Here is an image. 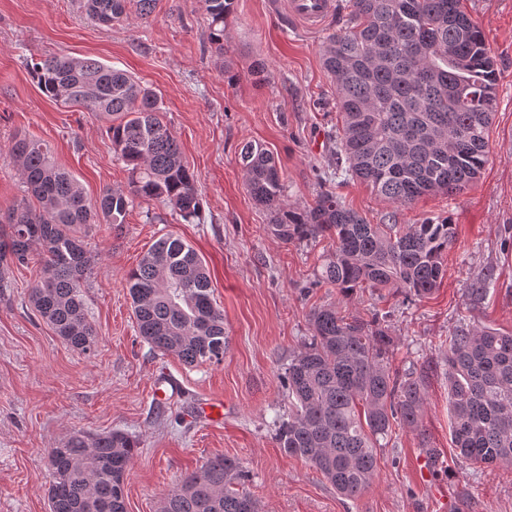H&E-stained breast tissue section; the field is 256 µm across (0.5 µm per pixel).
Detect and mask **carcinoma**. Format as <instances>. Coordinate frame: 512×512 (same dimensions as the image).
Returning <instances> with one entry per match:
<instances>
[{
  "mask_svg": "<svg viewBox=\"0 0 512 512\" xmlns=\"http://www.w3.org/2000/svg\"><path fill=\"white\" fill-rule=\"evenodd\" d=\"M157 0H79L92 20L147 19ZM208 41L224 54L234 0H201ZM336 85L341 127L336 177L360 180L384 199L408 205L431 193L457 194L473 183L489 155L496 109L495 61L482 30L460 0H351L349 23L323 45ZM44 95L80 104L110 119L108 133L128 171V190L106 189L89 201L78 181L39 140L18 135L8 156L29 198L0 218V263L24 266L42 255L29 290L34 311L68 346L92 354L84 283L93 261L88 226L124 224L136 201L164 202L186 223L203 199L176 136L163 121L157 93L129 72L92 58L53 57L28 64ZM238 161L252 198L270 212L271 232L286 242L328 235L335 249L315 275L344 297L358 288H394L405 298L436 290L454 243L453 225L424 219L403 229L371 224L331 192L306 209L289 207L273 155L242 144ZM139 336L185 365L220 363L228 349L224 314L197 252L172 236L158 239L125 277ZM312 336L288 361V414L275 440L308 461L344 498H358L377 474L380 440L399 425L422 427L433 367L392 372L394 345L379 321L345 316L334 305L313 310ZM452 439L476 464L512 463V333L460 329L445 358ZM139 442L112 430H75L47 450L49 512H127L125 480ZM248 474L215 457L162 497L161 512H260Z\"/></svg>",
  "mask_w": 512,
  "mask_h": 512,
  "instance_id": "1",
  "label": "carcinoma"
}]
</instances>
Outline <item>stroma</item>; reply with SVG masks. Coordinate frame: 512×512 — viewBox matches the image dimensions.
I'll use <instances>...</instances> for the list:
<instances>
[{
	"instance_id": "35a3bbf8",
	"label": "stroma",
	"mask_w": 512,
	"mask_h": 512,
	"mask_svg": "<svg viewBox=\"0 0 512 512\" xmlns=\"http://www.w3.org/2000/svg\"><path fill=\"white\" fill-rule=\"evenodd\" d=\"M461 4L496 62L489 160L463 192L397 206L361 181L327 178L336 167L341 117L322 47L328 32L345 24L346 0H337L324 32L289 19L286 0H236L220 55L207 40L198 0H157L148 20L110 26L87 18L78 0H0V211L24 195L7 157L19 133L45 143L89 199L127 187L128 173L107 134L109 119L39 89L27 62L52 56L94 58L156 90L203 199L196 224L153 201L134 205L125 223L92 226L86 243L97 268L85 295L98 332L93 355L66 345L31 307L40 255L9 267L10 286L0 290V512H48L47 451L77 429H119L139 441L125 483L127 512H159L165 493L217 456L248 472L247 488L262 512H512V464L479 466L458 457L448 383L439 371L426 387L422 432L394 427L378 450L376 478L355 500L337 495L310 463L286 455L273 425L288 411L281 376L311 336L314 308L332 304L366 319L378 314L394 341L392 368L399 372L444 365L446 340L457 329L512 333V248L506 245L512 239V0ZM257 62L265 67L259 79L251 73ZM246 141L273 153L291 207L307 208L329 190L372 224L448 220L455 241L440 288L407 301L390 288H361L345 298L313 285L334 241L286 243L274 236L238 163ZM148 210L157 222H146ZM166 235L191 245L209 269L229 336L221 363L184 365L137 332L125 275ZM485 277L487 293L472 298L470 288ZM160 370L170 382L163 403L153 395ZM206 399L222 402L221 419L195 417ZM427 445L443 453L442 464L431 469Z\"/></svg>"
}]
</instances>
